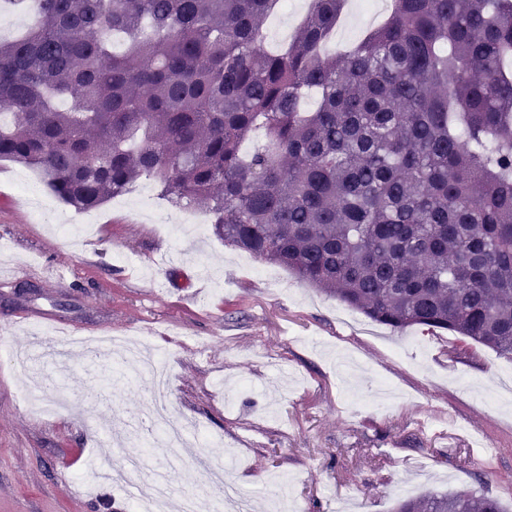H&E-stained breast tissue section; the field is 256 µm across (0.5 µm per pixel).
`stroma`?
<instances>
[{"label":"stroma","mask_w":512,"mask_h":512,"mask_svg":"<svg viewBox=\"0 0 512 512\" xmlns=\"http://www.w3.org/2000/svg\"><path fill=\"white\" fill-rule=\"evenodd\" d=\"M50 195L37 171L0 161V512H132L128 488L95 475L132 457L173 498L208 491L191 457L140 447L144 377L12 365L53 336L47 318L159 353L174 415L251 512H271L278 473L296 512H394L463 490L512 512L511 360L450 332L350 328L351 309L225 247L210 222L178 225L153 181L87 212L77 240L34 221L33 198Z\"/></svg>","instance_id":"obj_1"}]
</instances>
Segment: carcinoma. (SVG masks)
Instances as JSON below:
<instances>
[{"label":"carcinoma","instance_id":"cac0c4a2","mask_svg":"<svg viewBox=\"0 0 512 512\" xmlns=\"http://www.w3.org/2000/svg\"><path fill=\"white\" fill-rule=\"evenodd\" d=\"M31 2L0 41V160L78 210L152 180L372 321L512 360V0H391L337 57L349 0H310L276 50L280 0ZM395 512L507 510L463 491Z\"/></svg>","mask_w":512,"mask_h":512}]
</instances>
